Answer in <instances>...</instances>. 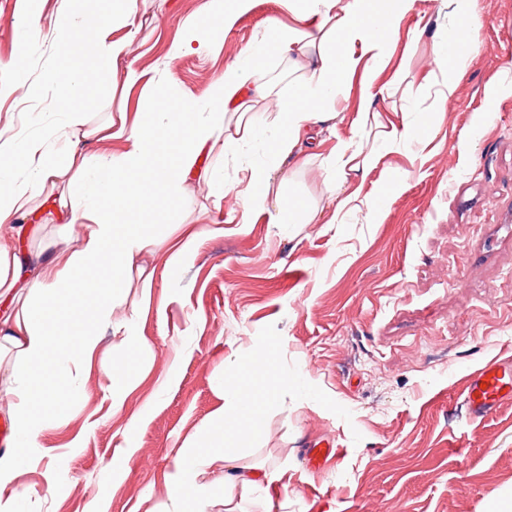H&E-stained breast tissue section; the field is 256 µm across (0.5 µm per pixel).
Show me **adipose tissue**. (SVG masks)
I'll use <instances>...</instances> for the list:
<instances>
[{
    "mask_svg": "<svg viewBox=\"0 0 512 512\" xmlns=\"http://www.w3.org/2000/svg\"><path fill=\"white\" fill-rule=\"evenodd\" d=\"M302 15L335 17L331 47L319 46L314 32L291 29L278 33L279 52L292 56L302 73L298 90L281 104L277 136L265 143V158L250 165L246 194L254 210L270 211L272 223H315L318 214L302 200L271 195L274 174L298 144L314 139L317 124L330 120L326 108L336 98L344 79L359 65L378 70L391 37L392 24L409 10L413 0H298ZM455 36L441 50L452 74H460L470 52L468 11L463 0H443ZM137 0H110L90 16L68 14L59 18L60 52L46 67L43 84L30 86L29 97L41 96L44 85H59L63 95L58 112L64 126L81 123L83 103L95 89L87 72L109 73L127 53L124 43L110 38L114 14L133 16ZM243 61L227 66L213 85L206 103L176 102L167 95L151 96L141 119L120 128L125 141L121 154L77 155L64 150L52 160L43 142L31 139L7 150L0 147V224L17 214L38 219L31 210L34 193L60 187L58 212L81 224L77 247L55 261H34L24 269L18 244L0 245V337L16 352L6 394L11 438L0 454V489L12 485L27 464L30 448L58 418L60 387L71 386L81 360L97 348L100 327L111 325L113 313L126 292L131 271H138L143 293H150L152 274L138 270L137 262L149 245L147 230L158 204L179 201L203 155L224 157L234 147L225 134L230 112L245 115L251 134L265 132L267 117L247 111L256 90L250 85V67L259 58L248 48ZM175 145V155L158 156L161 143ZM24 179H17V169ZM122 201L139 205L138 217L119 209ZM259 355L239 364L237 373L220 384L224 403L211 427L184 441L175 457L171 477V512H206V495L198 481L208 460L235 463L247 437L261 432L264 404L247 414L240 393V374L258 363Z\"/></svg>",
    "mask_w": 512,
    "mask_h": 512,
    "instance_id": "1",
    "label": "adipose tissue"
}]
</instances>
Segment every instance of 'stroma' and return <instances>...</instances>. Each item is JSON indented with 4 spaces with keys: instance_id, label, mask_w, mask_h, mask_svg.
Returning <instances> with one entry per match:
<instances>
[{
    "instance_id": "1",
    "label": "stroma",
    "mask_w": 512,
    "mask_h": 512,
    "mask_svg": "<svg viewBox=\"0 0 512 512\" xmlns=\"http://www.w3.org/2000/svg\"><path fill=\"white\" fill-rule=\"evenodd\" d=\"M206 0H138L114 17L112 38L128 43L114 73H89L100 93L85 101L88 125L132 124L145 100L164 91L204 102L244 48L263 44L251 82L271 94L255 111L276 117L296 88L287 57L270 50L278 32L301 27L286 0H251L234 23L200 27V53H176L185 23ZM91 0H42L37 34L20 47L21 0H0V143L42 135L54 145L59 92L29 98L56 56L61 15ZM451 27L442 0H415L396 23L370 117L360 104L364 71L346 79L321 145L277 173L284 195L331 213L337 183L358 193L339 224H273L250 210L242 167L225 156L224 194L215 196L200 161L179 203L164 209L141 263L150 297L132 282L115 318L137 312L139 350L104 329L55 427L0 496L23 512H169L176 446L207 427L223 398L226 370L255 350L265 371L245 375L267 405L262 431L247 438L246 462L282 481L240 499V512H512V398L472 419L466 376L512 357V0H476L471 53L452 98L436 62ZM22 56L23 69L12 61ZM143 75L125 81L127 68ZM427 140L402 132L419 120ZM382 148L366 172L340 178L341 148ZM24 221L23 262L76 246L54 217L51 195ZM224 233L210 235L212 225ZM192 257L167 260L187 229ZM129 363L133 386L113 398L104 372ZM332 443L340 458L308 465L310 448Z\"/></svg>"
}]
</instances>
